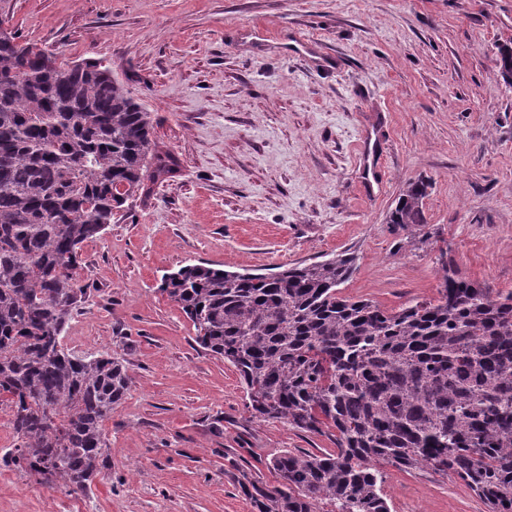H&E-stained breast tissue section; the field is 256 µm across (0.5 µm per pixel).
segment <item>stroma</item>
<instances>
[{
	"label": "stroma",
	"mask_w": 512,
	"mask_h": 512,
	"mask_svg": "<svg viewBox=\"0 0 512 512\" xmlns=\"http://www.w3.org/2000/svg\"><path fill=\"white\" fill-rule=\"evenodd\" d=\"M21 41L106 60L172 171L85 242L89 290L62 343L130 377L91 490L0 466V512H253L236 478L327 436L246 411L235 368L159 291L186 264L271 269L351 250L341 292L394 310L436 297L437 256L512 291V0H0ZM428 182L437 247L386 215ZM391 512H488L454 476L384 466ZM38 491L22 494V484Z\"/></svg>",
	"instance_id": "stroma-1"
}]
</instances>
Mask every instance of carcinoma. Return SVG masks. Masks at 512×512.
Returning a JSON list of instances; mask_svg holds the SVG:
<instances>
[{"mask_svg": "<svg viewBox=\"0 0 512 512\" xmlns=\"http://www.w3.org/2000/svg\"><path fill=\"white\" fill-rule=\"evenodd\" d=\"M495 67L512 84L511 47ZM151 129L104 61L62 63L0 21V397L19 442L3 458L70 494L99 473L130 378L108 354L72 355L62 333L86 296L83 244L172 171ZM427 189L408 184L386 219L421 244ZM355 263L344 250L271 273L192 264L159 285L238 372L252 417L336 445L282 452L279 485L243 472L242 493L254 512H390L380 466H429L512 512V292L444 261L435 299L389 311L341 295Z\"/></svg>", "mask_w": 512, "mask_h": 512, "instance_id": "obj_1", "label": "carcinoma"}]
</instances>
